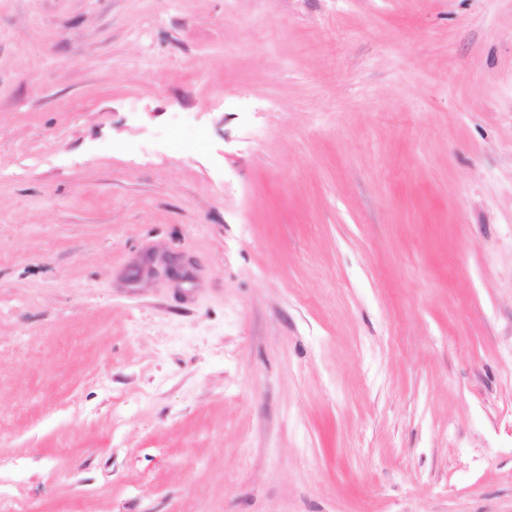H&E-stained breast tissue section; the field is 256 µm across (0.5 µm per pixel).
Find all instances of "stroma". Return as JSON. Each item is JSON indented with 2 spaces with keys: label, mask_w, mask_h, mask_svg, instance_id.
Returning a JSON list of instances; mask_svg holds the SVG:
<instances>
[{
  "label": "stroma",
  "mask_w": 512,
  "mask_h": 512,
  "mask_svg": "<svg viewBox=\"0 0 512 512\" xmlns=\"http://www.w3.org/2000/svg\"><path fill=\"white\" fill-rule=\"evenodd\" d=\"M0 512H512V0H0Z\"/></svg>",
  "instance_id": "obj_1"
}]
</instances>
